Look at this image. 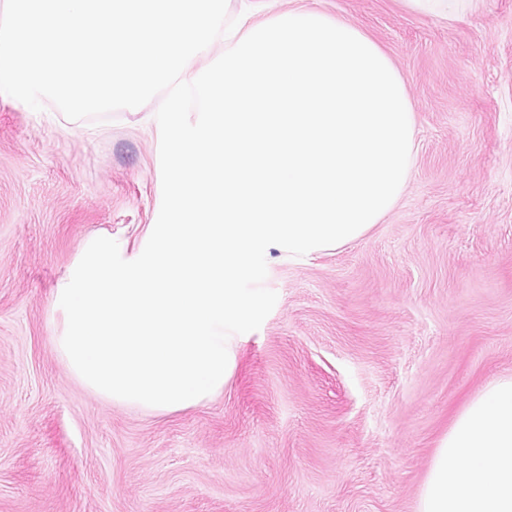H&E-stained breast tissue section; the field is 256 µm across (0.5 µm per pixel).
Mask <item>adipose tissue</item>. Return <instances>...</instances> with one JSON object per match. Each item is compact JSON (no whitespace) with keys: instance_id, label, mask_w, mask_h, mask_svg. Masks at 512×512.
<instances>
[{"instance_id":"ef3b65f1","label":"adipose tissue","mask_w":512,"mask_h":512,"mask_svg":"<svg viewBox=\"0 0 512 512\" xmlns=\"http://www.w3.org/2000/svg\"><path fill=\"white\" fill-rule=\"evenodd\" d=\"M418 512H512V377L489 382L440 439Z\"/></svg>"}]
</instances>
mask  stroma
Listing matches in <instances>:
<instances>
[{"instance_id": "obj_1", "label": "stroma", "mask_w": 512, "mask_h": 512, "mask_svg": "<svg viewBox=\"0 0 512 512\" xmlns=\"http://www.w3.org/2000/svg\"><path fill=\"white\" fill-rule=\"evenodd\" d=\"M358 24L401 73L416 156L395 208L305 264L221 393L149 414L55 350L53 292L87 241L124 259L161 206L160 98L68 120L0 97V512H417L440 437L512 376V0L445 20L401 0H227Z\"/></svg>"}]
</instances>
